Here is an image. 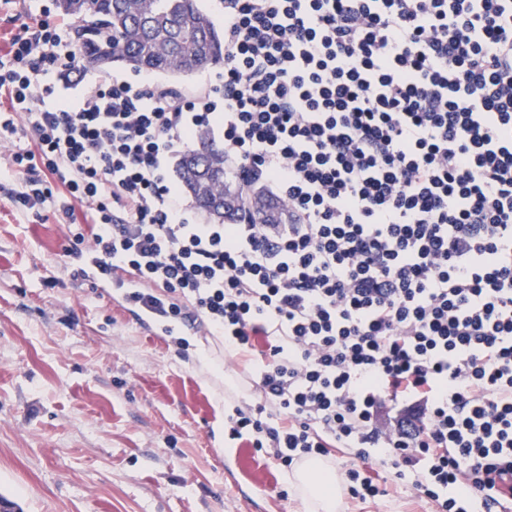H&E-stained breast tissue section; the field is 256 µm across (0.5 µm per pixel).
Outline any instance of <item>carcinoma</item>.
I'll return each instance as SVG.
<instances>
[{
  "mask_svg": "<svg viewBox=\"0 0 512 512\" xmlns=\"http://www.w3.org/2000/svg\"><path fill=\"white\" fill-rule=\"evenodd\" d=\"M77 19L75 40L83 62L100 68L189 77L224 64V34L197 0H56ZM176 175L205 216L217 224L241 214L255 224H279L284 208L267 190L224 180V152L207 139L183 154Z\"/></svg>",
  "mask_w": 512,
  "mask_h": 512,
  "instance_id": "carcinoma-1",
  "label": "carcinoma"
}]
</instances>
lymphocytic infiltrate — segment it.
I'll return each mask as SVG.
<instances>
[{
	"label": "lymphocytic infiltrate",
	"instance_id": "obj_1",
	"mask_svg": "<svg viewBox=\"0 0 512 512\" xmlns=\"http://www.w3.org/2000/svg\"><path fill=\"white\" fill-rule=\"evenodd\" d=\"M220 4L224 69L194 92L87 73L62 18L15 37L11 200L52 203L157 321L265 338L230 438L287 466L353 450L354 498L386 496L376 458L436 512H488L512 497V0ZM203 138L285 223L184 206L167 165Z\"/></svg>",
	"mask_w": 512,
	"mask_h": 512
}]
</instances>
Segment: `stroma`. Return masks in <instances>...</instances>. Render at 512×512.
Listing matches in <instances>:
<instances>
[{
  "label": "stroma",
  "instance_id": "stroma-1",
  "mask_svg": "<svg viewBox=\"0 0 512 512\" xmlns=\"http://www.w3.org/2000/svg\"><path fill=\"white\" fill-rule=\"evenodd\" d=\"M55 0H0V55ZM0 181V499L10 512H305L291 468L233 440L246 359L168 334L105 284L74 279L68 225L21 212ZM190 346L179 352L174 337ZM390 486L339 512H432Z\"/></svg>",
  "mask_w": 512,
  "mask_h": 512
}]
</instances>
